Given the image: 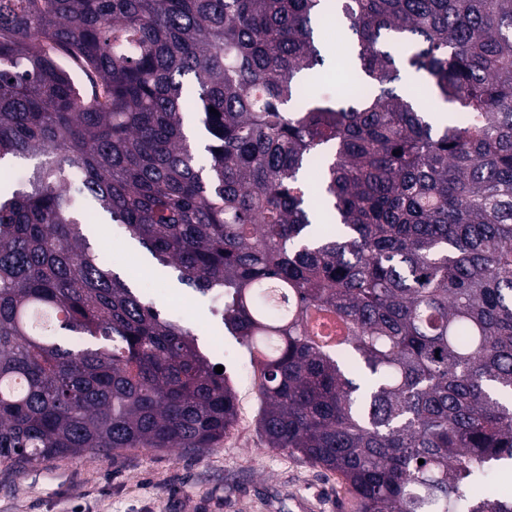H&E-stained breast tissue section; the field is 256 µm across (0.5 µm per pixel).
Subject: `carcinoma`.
<instances>
[{
	"label": "carcinoma",
	"instance_id": "carcinoma-1",
	"mask_svg": "<svg viewBox=\"0 0 512 512\" xmlns=\"http://www.w3.org/2000/svg\"><path fill=\"white\" fill-rule=\"evenodd\" d=\"M324 22L355 94H305ZM15 161L1 462L216 448L236 421L191 328L93 246L107 215L223 298L266 447L338 474L348 512H512L470 494L512 466V0H0Z\"/></svg>",
	"mask_w": 512,
	"mask_h": 512
}]
</instances>
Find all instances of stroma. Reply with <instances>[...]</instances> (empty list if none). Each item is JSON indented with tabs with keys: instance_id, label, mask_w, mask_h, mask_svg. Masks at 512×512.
Here are the masks:
<instances>
[{
	"instance_id": "1",
	"label": "stroma",
	"mask_w": 512,
	"mask_h": 512,
	"mask_svg": "<svg viewBox=\"0 0 512 512\" xmlns=\"http://www.w3.org/2000/svg\"><path fill=\"white\" fill-rule=\"evenodd\" d=\"M94 241L114 269L147 286L169 317L187 322L212 363L235 377L247 350L233 336L211 345V298L157 267L117 224ZM238 418L219 447L84 452L20 467L0 462V512H341L336 473L289 450L266 448L257 431L254 386L236 385Z\"/></svg>"
}]
</instances>
